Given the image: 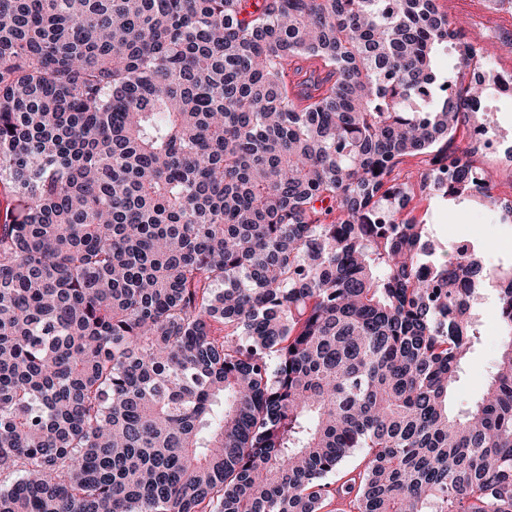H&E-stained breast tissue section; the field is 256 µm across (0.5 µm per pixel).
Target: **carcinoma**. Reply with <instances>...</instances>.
I'll return each instance as SVG.
<instances>
[{"label":"carcinoma","instance_id":"obj_1","mask_svg":"<svg viewBox=\"0 0 512 512\" xmlns=\"http://www.w3.org/2000/svg\"><path fill=\"white\" fill-rule=\"evenodd\" d=\"M251 7L0 0V512H512V267L401 218L512 223L454 145L484 47L435 0ZM403 218L434 224V237L454 259L455 241L466 237L480 247L490 261L507 267L512 260V224H499L479 198H443L439 194H417L403 210ZM499 304L496 291H489L479 307L483 336L468 361L460 380L456 383L449 398L453 411L466 408L479 401L489 382L502 350L503 341L498 332Z\"/></svg>","mask_w":512,"mask_h":512}]
</instances>
